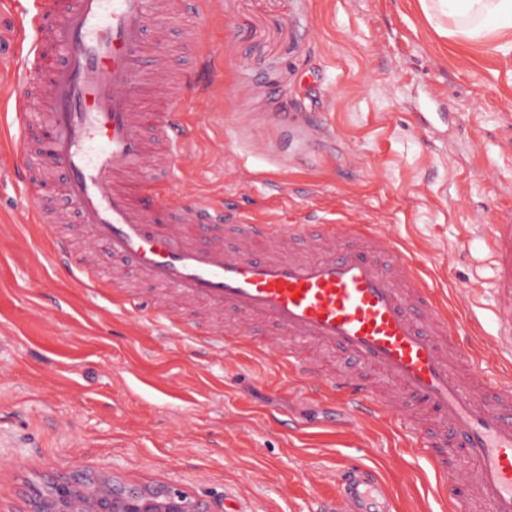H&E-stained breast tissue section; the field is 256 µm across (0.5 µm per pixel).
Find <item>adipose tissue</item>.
<instances>
[{
  "label": "adipose tissue",
  "instance_id": "1",
  "mask_svg": "<svg viewBox=\"0 0 512 512\" xmlns=\"http://www.w3.org/2000/svg\"><path fill=\"white\" fill-rule=\"evenodd\" d=\"M448 17V35L468 42L512 48V0H437Z\"/></svg>",
  "mask_w": 512,
  "mask_h": 512
}]
</instances>
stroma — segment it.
<instances>
[{"mask_svg":"<svg viewBox=\"0 0 512 512\" xmlns=\"http://www.w3.org/2000/svg\"><path fill=\"white\" fill-rule=\"evenodd\" d=\"M16 27L0 0V512L74 471L177 484L224 512H319L347 462L385 479L398 512H451L396 413L358 418L309 392L291 342L206 352L53 265L50 227L27 223L13 178L43 164L38 129L10 137ZM187 27L213 73L184 115L173 199L372 225L451 311L477 307L470 341L506 376L485 239L512 215V51L448 39L420 0H219L172 40Z\"/></svg>","mask_w":512,"mask_h":512,"instance_id":"1","label":"stroma"}]
</instances>
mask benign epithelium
<instances>
[{
	"mask_svg": "<svg viewBox=\"0 0 512 512\" xmlns=\"http://www.w3.org/2000/svg\"><path fill=\"white\" fill-rule=\"evenodd\" d=\"M27 512H224L175 485H147L112 473L73 472L29 485Z\"/></svg>",
	"mask_w": 512,
	"mask_h": 512,
	"instance_id": "obj_1",
	"label": "benign epithelium"
}]
</instances>
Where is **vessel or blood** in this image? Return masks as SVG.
I'll use <instances>...</instances> for the list:
<instances>
[{
	"instance_id": "1",
	"label": "vessel or blood",
	"mask_w": 512,
	"mask_h": 512,
	"mask_svg": "<svg viewBox=\"0 0 512 512\" xmlns=\"http://www.w3.org/2000/svg\"><path fill=\"white\" fill-rule=\"evenodd\" d=\"M185 0H18L33 32L26 60L46 59L39 82L22 73L13 121L31 125L30 101L40 94L47 159L66 176V192L89 236V252L130 261L153 286L152 304L111 288L94 270L81 282L119 306L171 315L174 294L214 311L237 313L236 336L261 322L297 340L342 351L350 364L370 366L390 390L353 374H327L302 350L290 352L313 392L345 396L361 417L394 407L407 430L422 435L441 486H455L470 512H512V377L487 380L477 353L463 346L468 328L451 316L385 233L362 224L318 218L272 224L254 213L199 198L170 201V181L154 167L144 137L152 130L169 156L186 143L184 112L211 62L196 37L186 48L193 67L179 86L158 69L154 44L167 38ZM157 97L159 111H138L135 94ZM492 300L497 336L512 350V217L495 225ZM185 334L207 345L222 333L181 320ZM468 462L458 469L456 457ZM324 512H395L389 487L363 464L344 467Z\"/></svg>"
}]
</instances>
